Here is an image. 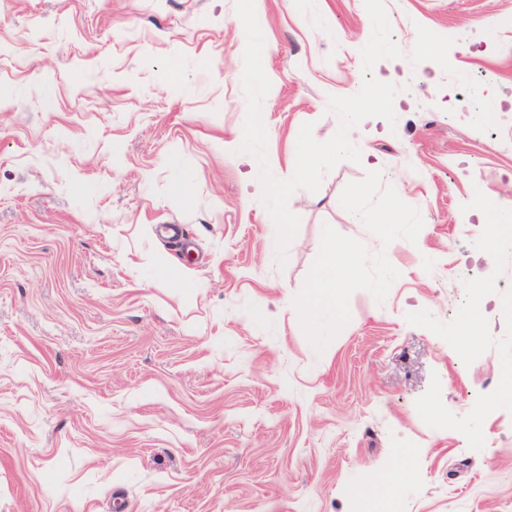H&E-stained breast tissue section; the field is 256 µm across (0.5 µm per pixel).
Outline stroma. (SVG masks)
Segmentation results:
<instances>
[{
	"label": "stroma",
	"instance_id": "obj_1",
	"mask_svg": "<svg viewBox=\"0 0 512 512\" xmlns=\"http://www.w3.org/2000/svg\"><path fill=\"white\" fill-rule=\"evenodd\" d=\"M401 49L374 74L395 121L371 166L300 190L276 262L260 165L239 155L235 0H0V512H512V0H384ZM267 161L363 84L364 0H261ZM480 103L462 107L461 98ZM382 172L424 225L389 245L340 204ZM384 252L323 349L293 305L323 226ZM477 307L472 339L459 324ZM478 224H486L490 233L485 240V247L494 250L500 244V235L504 229L511 230V220H506L503 215L493 213L486 209H478Z\"/></svg>",
	"mask_w": 512,
	"mask_h": 512
}]
</instances>
